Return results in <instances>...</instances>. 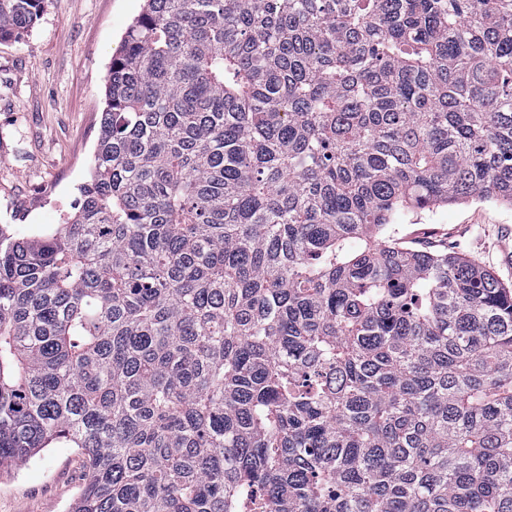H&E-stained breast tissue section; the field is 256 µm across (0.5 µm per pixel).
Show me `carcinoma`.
Returning a JSON list of instances; mask_svg holds the SVG:
<instances>
[{
  "label": "carcinoma",
  "instance_id": "1",
  "mask_svg": "<svg viewBox=\"0 0 512 512\" xmlns=\"http://www.w3.org/2000/svg\"><path fill=\"white\" fill-rule=\"evenodd\" d=\"M105 97L69 221L0 225V472L79 449L71 512H512V283L396 237L512 206V0H145Z\"/></svg>",
  "mask_w": 512,
  "mask_h": 512
}]
</instances>
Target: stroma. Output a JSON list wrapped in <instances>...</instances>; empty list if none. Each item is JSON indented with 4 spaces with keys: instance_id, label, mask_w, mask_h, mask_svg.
Listing matches in <instances>:
<instances>
[{
    "instance_id": "stroma-1",
    "label": "stroma",
    "mask_w": 512,
    "mask_h": 512,
    "mask_svg": "<svg viewBox=\"0 0 512 512\" xmlns=\"http://www.w3.org/2000/svg\"><path fill=\"white\" fill-rule=\"evenodd\" d=\"M144 0H48L22 40L0 42V225L53 229L79 203L105 107V75ZM512 207L467 201L400 220L405 246L441 245L512 282L500 240ZM75 448L0 473V512H70L85 482Z\"/></svg>"
}]
</instances>
